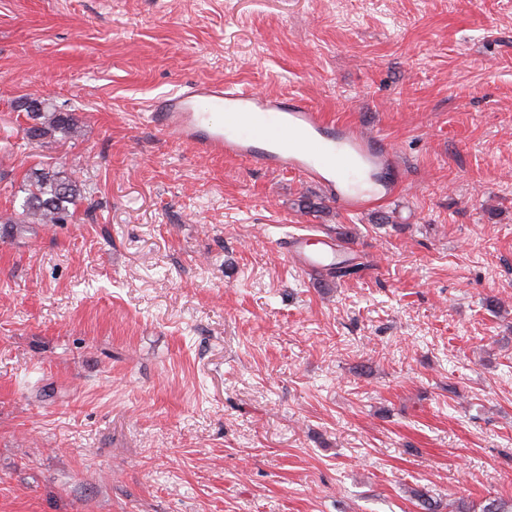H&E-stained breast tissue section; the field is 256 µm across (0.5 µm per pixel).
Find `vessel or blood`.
<instances>
[{"label": "vessel or blood", "mask_w": 512, "mask_h": 512, "mask_svg": "<svg viewBox=\"0 0 512 512\" xmlns=\"http://www.w3.org/2000/svg\"><path fill=\"white\" fill-rule=\"evenodd\" d=\"M149 118L164 133L190 142L197 151L243 158L254 166L285 171L322 183L344 210L354 212L392 192L382 187L366 193L354 179L391 167L393 150L380 133L347 125L330 126L323 114L298 99H274L220 82H196L157 98ZM309 237L284 239L283 249L300 269L334 267L345 254L331 237L310 250Z\"/></svg>", "instance_id": "1"}]
</instances>
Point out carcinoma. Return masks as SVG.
<instances>
[{
    "instance_id": "obj_1",
    "label": "carcinoma",
    "mask_w": 512,
    "mask_h": 512,
    "mask_svg": "<svg viewBox=\"0 0 512 512\" xmlns=\"http://www.w3.org/2000/svg\"><path fill=\"white\" fill-rule=\"evenodd\" d=\"M17 108L31 120L24 131L33 140L55 133L72 139L81 133L75 114L61 112L44 99L34 106L20 103ZM25 179L27 197L21 215H0V224H7L11 228L19 224H65L74 215L71 207L85 198L84 183L73 173L48 167L26 174Z\"/></svg>"
}]
</instances>
